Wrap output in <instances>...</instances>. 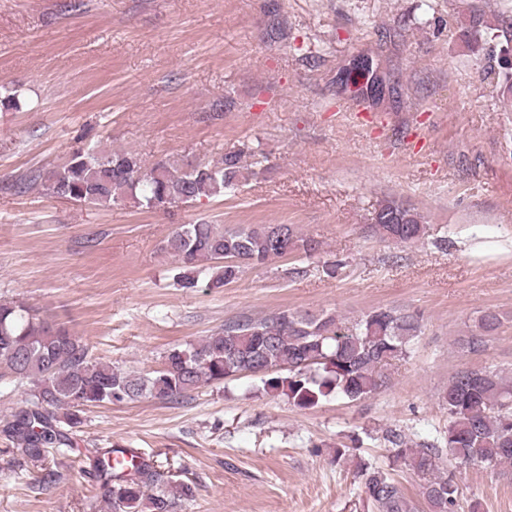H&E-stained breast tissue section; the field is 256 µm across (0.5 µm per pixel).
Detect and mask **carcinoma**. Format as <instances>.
I'll return each instance as SVG.
<instances>
[{"mask_svg": "<svg viewBox=\"0 0 512 512\" xmlns=\"http://www.w3.org/2000/svg\"><path fill=\"white\" fill-rule=\"evenodd\" d=\"M487 26L484 11L471 9L464 36L476 38ZM21 106L18 90L0 84V107ZM258 162L241 148L224 153L214 164L185 165L162 159L146 168L132 151L111 154L78 150L63 164L33 175L54 196L83 204L110 206L132 200L148 210H167L201 197L232 193L258 177ZM371 228L400 244L420 241L425 217L395 199L378 205ZM320 243L292 224H254L220 228L200 222L183 224L163 250L180 264L183 288L199 284L218 290L237 280L247 267L288 254L310 256ZM496 312L481 316L476 330L460 339L469 353L484 346V336L499 328ZM420 317L394 308L374 309L348 325L329 312L283 310L272 316H249L224 323V329L175 347L162 367L146 375L94 361L89 347L68 328L50 322L30 305L0 300V369L31 384L3 429L25 458L43 464L49 449L68 447L71 434L84 424L88 406L153 398L173 401L203 385L219 384L249 373L261 377L263 389L282 394L307 409L332 396L365 399L386 384V370L405 359L420 333ZM448 427L443 447L411 448L395 429L384 434L390 451L424 481L429 512H458L453 471L440 473L437 459L448 450V466L495 468L512 464V381L488 370H459L443 395ZM121 448L92 457V476L112 512H177L195 499L196 487L173 482L154 463L112 462ZM368 500L376 512H415L399 481L384 470H360Z\"/></svg>", "mask_w": 512, "mask_h": 512, "instance_id": "1", "label": "carcinoma"}]
</instances>
